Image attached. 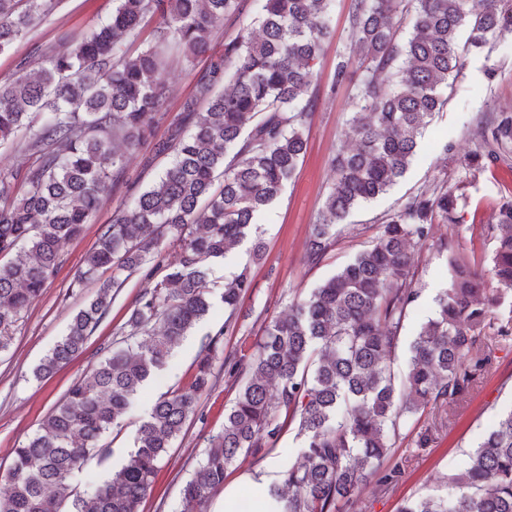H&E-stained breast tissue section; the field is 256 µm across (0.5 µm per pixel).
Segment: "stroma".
Masks as SVG:
<instances>
[{"label":"stroma","instance_id":"1","mask_svg":"<svg viewBox=\"0 0 512 512\" xmlns=\"http://www.w3.org/2000/svg\"><path fill=\"white\" fill-rule=\"evenodd\" d=\"M112 6L113 0H58L47 17L9 51L0 53V78L11 77L34 47L57 48L63 34L80 36L89 32L111 16ZM351 6L352 0H333L331 18L336 34L316 65L317 103L307 132V150L292 179L253 227V235L266 244V255L251 270L253 287L242 301L236 325L225 327L224 306L214 302L210 313L173 353L161 383L146 387L119 426L102 438V445L110 450L109 457L102 462L91 461L74 475L73 485L78 492H85L124 463L133 446V433L153 402L190 382L207 335L224 331V349L228 352L251 345L262 335L271 317L287 312L293 298L309 294L355 254L368 248L384 220L409 197L431 194L444 183L450 191L460 194L461 201L456 223L433 227L434 238L447 239V250L436 251L428 243L422 248L416 274L420 296L391 358L397 379H404L409 344L419 324L432 314L434 299L446 285L449 255L460 254L474 259L477 268H490V226L496 221L503 198L512 196V148L501 152L496 161L484 159L481 120L492 112L512 113V37L496 44L489 55L471 58L451 87L444 89L448 103L430 121L405 175L386 193L349 214L342 238L319 264L306 261L305 241L334 182L330 160L345 143L356 80L361 76L359 56L349 35ZM342 61L348 62L352 77L340 83L336 80V66ZM446 142L453 146L447 153L441 150ZM131 203L122 190L103 199L95 223L66 245L43 295L16 324L10 348L0 353V493L7 488L5 475L14 448L38 431L69 387L100 359L104 347L111 343L134 307L141 289L136 276L119 289L83 352L50 376L34 378V368L64 335L71 317L96 291V281L80 285L76 278L86 255L95 247L102 226L112 223L120 210ZM488 347V371L463 394L454 411L430 410L402 426L398 446L388 461L389 466L401 470L397 483L384 491L369 486L355 512H398L407 501L448 495L449 478L465 470L485 434L502 414L512 410V337L490 340ZM214 364L218 379L199 401L204 418L187 421L174 440L152 492L141 504V512H181V486L204 458L209 437L224 426V412L232 404L238 385L222 359H215ZM424 432L431 434L433 440L421 448L416 441Z\"/></svg>","mask_w":512,"mask_h":512}]
</instances>
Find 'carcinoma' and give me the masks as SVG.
I'll use <instances>...</instances> for the list:
<instances>
[{
    "mask_svg": "<svg viewBox=\"0 0 512 512\" xmlns=\"http://www.w3.org/2000/svg\"><path fill=\"white\" fill-rule=\"evenodd\" d=\"M112 16L63 52L36 47L0 80V147L23 156V173L0 168V353L41 296L65 245L95 223L101 200L126 185L128 157L153 136L168 111L166 53L174 42L191 65L193 95L165 139L141 160L167 159L158 182L101 228L78 281L112 270L73 316L67 333L34 370L41 379L83 351L135 274L143 286L120 328L136 348L108 349L69 389L40 430L13 449L0 512H140L160 465L186 422L203 419L200 395L224 332L207 337L185 389L161 395L133 434V450L107 479L80 495L74 473L108 449L100 438L119 425L144 386L165 368L183 338L208 314L213 263L250 235L257 215L293 177L306 148L316 95L315 66L335 34L332 0H257L251 22L224 52L212 54L214 29L242 15L244 0H114ZM55 7V0H0V53ZM154 43H128L149 16ZM410 18L408 38L395 25ZM351 38L364 77L345 136L354 148L332 159L335 180L306 242L322 261L358 205L404 176L443 89L468 59L512 35V0H352ZM465 42H460V39ZM485 157L512 144V114L489 120ZM459 197L444 185L408 199L374 244L271 319L248 352L224 357L242 376L223 429L181 489L182 512H205L211 493L241 455H267L296 424L300 458L281 467L265 496L280 512H353L362 489L389 487L400 469L384 466L402 425L425 411L452 407L481 375L483 340L512 334V199L501 203L489 278L469 262L449 261L447 285L409 347L405 380L390 369L405 320L419 296L417 247L431 226L456 222ZM173 249L175 260L168 258ZM250 262L224 280V328L252 288L250 264L263 258L253 239ZM450 498L408 501L401 512H512V411L503 414L454 480Z\"/></svg>",
    "mask_w": 512,
    "mask_h": 512,
    "instance_id": "cac0c4a2",
    "label": "carcinoma"
}]
</instances>
